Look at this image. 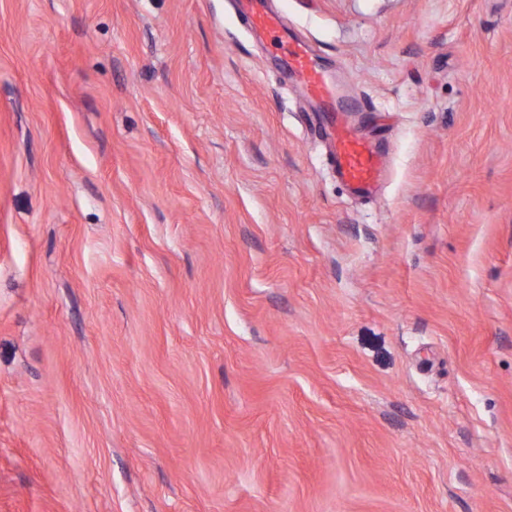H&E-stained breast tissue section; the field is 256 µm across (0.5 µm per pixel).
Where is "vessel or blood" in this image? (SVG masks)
<instances>
[{
  "mask_svg": "<svg viewBox=\"0 0 512 512\" xmlns=\"http://www.w3.org/2000/svg\"><path fill=\"white\" fill-rule=\"evenodd\" d=\"M237 9L252 26L271 35L278 59L296 80L303 96L326 114L324 131L331 142V161L337 178L352 195L371 196L383 161L376 147L345 121L346 114L362 111L358 97L340 94L311 46L285 28L280 16L268 10L264 0H237Z\"/></svg>",
  "mask_w": 512,
  "mask_h": 512,
  "instance_id": "1",
  "label": "vessel or blood"
}]
</instances>
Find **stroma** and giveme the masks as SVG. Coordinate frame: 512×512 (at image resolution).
<instances>
[{
	"instance_id": "35a3bbf8",
	"label": "stroma",
	"mask_w": 512,
	"mask_h": 512,
	"mask_svg": "<svg viewBox=\"0 0 512 512\" xmlns=\"http://www.w3.org/2000/svg\"><path fill=\"white\" fill-rule=\"evenodd\" d=\"M0 0V512H512V0ZM265 0H237V9L255 28L272 36L277 57L296 80L303 96L324 112V132L331 142V161L336 177L358 197L375 191L382 173V156L357 129L347 124L346 114L367 112L356 95L343 96L327 76L319 56L311 46L284 27L280 16L268 10Z\"/></svg>"
}]
</instances>
